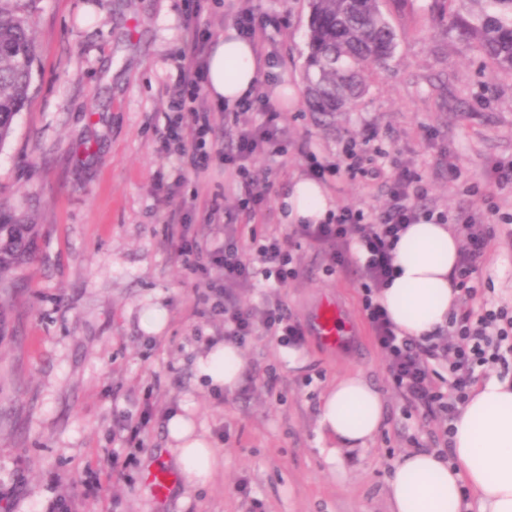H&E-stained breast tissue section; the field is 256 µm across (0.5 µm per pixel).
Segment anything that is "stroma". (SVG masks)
I'll return each instance as SVG.
<instances>
[{
    "mask_svg": "<svg viewBox=\"0 0 512 512\" xmlns=\"http://www.w3.org/2000/svg\"><path fill=\"white\" fill-rule=\"evenodd\" d=\"M267 26L257 94L295 91L279 105L283 156H254L269 231L286 234L284 200L308 175V153L336 161L365 129L385 178L340 173L323 187L336 205L385 206L389 178L406 167L428 185L425 206L456 216L474 209L464 191L512 161V78L438 24L427 0L391 8L394 57L368 76L358 109L331 126L307 108L308 0H249ZM36 23L31 94L0 145V207L39 229L34 258L0 285V512H388L394 464L416 450L445 451L448 422L409 403L390 383L362 311L359 267L334 272L307 242L293 255L299 278L281 289L309 325L336 299L357 333L337 351L314 336L296 358L272 336L241 347L237 387L214 393L197 362L224 338L207 281L186 270L171 235L222 242L204 209L232 211L243 191L213 163L177 173L164 143L165 114L186 49L185 0H27ZM484 283L461 306L512 307V223L497 224L479 272ZM157 304L165 322H141ZM359 372L384 399L382 426L366 448L336 457L317 446L322 394ZM190 407L221 461L203 485L186 486L168 447L167 416ZM117 458L118 470L107 466ZM159 467L177 478L165 500L146 481ZM247 492H239V483Z\"/></svg>",
    "mask_w": 512,
    "mask_h": 512,
    "instance_id": "1",
    "label": "stroma"
}]
</instances>
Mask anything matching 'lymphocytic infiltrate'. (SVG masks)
Instances as JSON below:
<instances>
[{"label":"lymphocytic infiltrate","mask_w":512,"mask_h":512,"mask_svg":"<svg viewBox=\"0 0 512 512\" xmlns=\"http://www.w3.org/2000/svg\"><path fill=\"white\" fill-rule=\"evenodd\" d=\"M208 41L206 29L191 28L189 50L181 58L172 101L175 116L168 119L165 127V145L169 154L194 173L207 171L217 160L231 168L245 188L238 209L253 217L263 211L266 201L263 194L251 188L249 163L258 153L282 155L285 133L274 103L249 96L236 105V136L231 148L218 143L212 125L213 109L200 97ZM375 137L374 131L365 130L360 145L346 146L334 164L311 157L312 177L322 180L337 175L343 168L371 180L382 177V169L373 166L367 150ZM468 191L482 194L488 201L485 208L471 210L459 221L465 244L457 274L465 294L473 298L478 293L477 275L488 246L487 226L497 220L511 224L512 212L502 211L499 204L493 203L492 191H481L476 184L469 186ZM426 194L421 177L403 168L392 177L389 201L382 210L367 213L340 208L322 223L297 225L295 233L328 252L332 264L339 268L352 264L350 247L358 245L363 254L359 277L364 292L363 312L385 357L390 381L408 401L452 419L469 396L476 381V368L512 354V312L504 307L479 312L468 309L453 315L446 331L422 338L398 336L385 308L376 303L375 295L393 276V250L408 225L449 223L448 213L422 206ZM179 253L189 257L192 272L205 274L214 267L220 270V282L210 283L209 289L212 310L224 319L226 342L238 345L263 332L282 337L289 346L303 345L306 331L290 317L281 300H270L262 308L250 309L238 304L235 297L237 290L260 283L269 288L286 287L297 276L287 239L255 226L245 231L240 225L228 223L224 226L223 242L215 248L184 243ZM438 362L448 365V383H439L436 378L434 365Z\"/></svg>","instance_id":"f902f5d3"}]
</instances>
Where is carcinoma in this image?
I'll return each instance as SVG.
<instances>
[{"mask_svg":"<svg viewBox=\"0 0 512 512\" xmlns=\"http://www.w3.org/2000/svg\"><path fill=\"white\" fill-rule=\"evenodd\" d=\"M22 0H0V144L28 102L35 53L33 19ZM406 0H309L310 23L305 71L311 111L325 116L355 110L364 93L363 74L390 60L398 31L386 6ZM430 0L433 21L474 44L502 72L512 74V0ZM35 229L0 218V277L32 253Z\"/></svg>","mask_w":512,"mask_h":512,"instance_id":"1","label":"carcinoma"}]
</instances>
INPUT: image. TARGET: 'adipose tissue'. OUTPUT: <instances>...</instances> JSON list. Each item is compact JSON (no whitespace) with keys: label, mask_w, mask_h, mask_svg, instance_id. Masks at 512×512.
Returning a JSON list of instances; mask_svg holds the SVG:
<instances>
[{"label":"adipose tissue","mask_w":512,"mask_h":512,"mask_svg":"<svg viewBox=\"0 0 512 512\" xmlns=\"http://www.w3.org/2000/svg\"><path fill=\"white\" fill-rule=\"evenodd\" d=\"M259 76L251 42L227 31L207 58L206 89L212 100L233 104L248 95ZM287 220H323L333 201L318 183L296 181L285 200ZM460 239L445 224H413L394 251L395 276L377 301L402 336L421 337L446 327L460 290L455 282ZM243 363L237 346L215 344L198 361L211 387L233 390ZM384 416L380 392L358 373L338 379L323 395L318 429L331 448L365 447ZM169 446L185 481L207 483L218 457L188 409L170 413ZM450 460L429 451L409 452L397 462L387 483L390 512H467L475 495L480 512H512V379L490 377L474 388L458 418L450 442Z\"/></svg>","instance_id":"1"}]
</instances>
